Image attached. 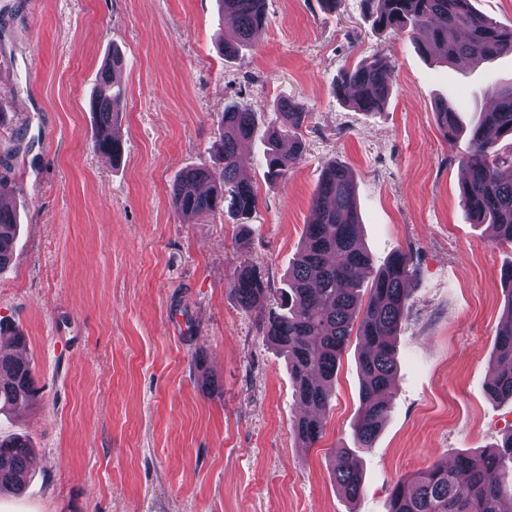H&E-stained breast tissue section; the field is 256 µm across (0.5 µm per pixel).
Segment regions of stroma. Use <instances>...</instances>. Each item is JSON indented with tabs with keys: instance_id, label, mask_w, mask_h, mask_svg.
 Returning a JSON list of instances; mask_svg holds the SVG:
<instances>
[{
	"instance_id": "obj_1",
	"label": "stroma",
	"mask_w": 512,
	"mask_h": 512,
	"mask_svg": "<svg viewBox=\"0 0 512 512\" xmlns=\"http://www.w3.org/2000/svg\"><path fill=\"white\" fill-rule=\"evenodd\" d=\"M267 23L238 55L222 50L217 0H0V195L14 206L0 317L25 341L36 401L0 411V439L25 437L32 478L0 512H388L398 479L437 457L512 432V401L488 393L512 245L462 206L459 154L437 125L452 101L470 123L512 54L445 65L407 35L374 27L362 0H266ZM126 65L123 161L95 153L89 100L112 53ZM395 64L383 111L333 90L343 68ZM305 109L306 149L268 180L264 136L239 151L259 204L249 232L225 212L184 217L173 184L211 164L226 104ZM357 182L362 245L374 266L410 252L415 274L395 338L398 372L373 448H357L356 347L337 368L324 434L303 447L284 356L259 321L275 308L328 162ZM266 299L242 308L239 265ZM354 450L363 486H337L333 456ZM230 290L241 307L251 309L263 298L267 288L256 268L243 265L234 273Z\"/></svg>"
}]
</instances>
